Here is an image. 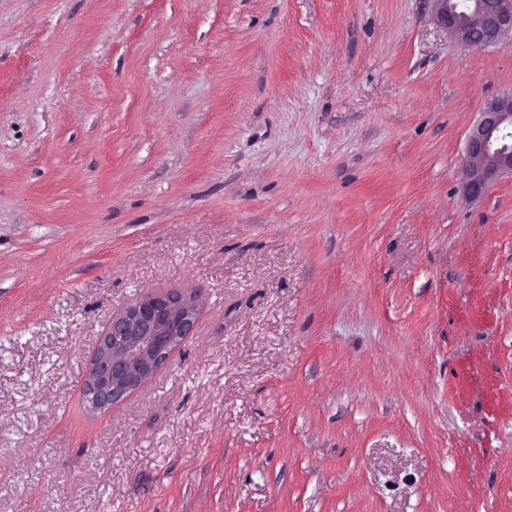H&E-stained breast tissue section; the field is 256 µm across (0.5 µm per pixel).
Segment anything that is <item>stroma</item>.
Masks as SVG:
<instances>
[{
  "label": "stroma",
  "instance_id": "1",
  "mask_svg": "<svg viewBox=\"0 0 512 512\" xmlns=\"http://www.w3.org/2000/svg\"><path fill=\"white\" fill-rule=\"evenodd\" d=\"M433 0H0V512H512V38ZM196 291L146 387L83 381ZM436 20L464 47L483 48L512 36V0H435ZM505 175H512V93L489 102L470 129L463 193L477 201ZM201 305V296L196 292L144 291L122 311L113 314L106 333L98 342L83 383L86 393L96 401L93 409L104 412L142 390L167 362L171 347L191 335ZM118 338L127 341L121 353L114 350ZM111 347L112 366L115 367L112 369V379L106 387H102L98 375L100 362L102 356L109 355ZM132 364H136L141 371L138 378L130 375Z\"/></svg>",
  "mask_w": 512,
  "mask_h": 512
}]
</instances>
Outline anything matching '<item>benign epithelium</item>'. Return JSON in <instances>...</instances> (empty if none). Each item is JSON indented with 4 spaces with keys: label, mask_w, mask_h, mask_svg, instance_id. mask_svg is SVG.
Segmentation results:
<instances>
[{
    "label": "benign epithelium",
    "mask_w": 512,
    "mask_h": 512,
    "mask_svg": "<svg viewBox=\"0 0 512 512\" xmlns=\"http://www.w3.org/2000/svg\"><path fill=\"white\" fill-rule=\"evenodd\" d=\"M436 20L464 47L483 48L512 36V0H435ZM512 175V93L487 104L470 129L464 164L463 193L481 199L488 188ZM202 301L196 292L144 291L112 315L101 336L83 387L94 410L142 390L169 359L171 347L191 335ZM112 354V379L99 380L101 358Z\"/></svg>",
    "instance_id": "obj_1"
}]
</instances>
